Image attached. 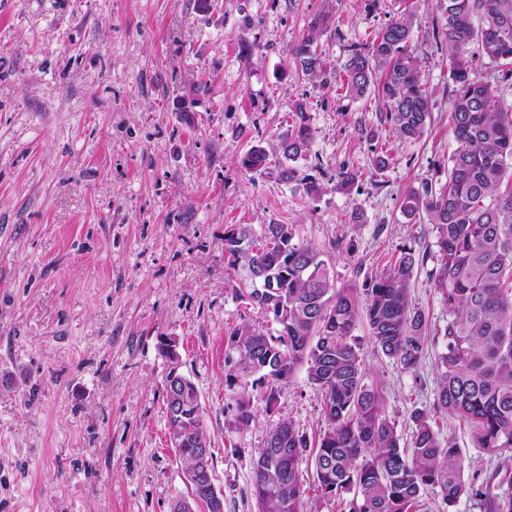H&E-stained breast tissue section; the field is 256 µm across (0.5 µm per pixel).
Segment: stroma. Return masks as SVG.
<instances>
[{"mask_svg":"<svg viewBox=\"0 0 512 512\" xmlns=\"http://www.w3.org/2000/svg\"><path fill=\"white\" fill-rule=\"evenodd\" d=\"M211 2L205 14L197 0H0V512H170L190 497L167 418L170 341L200 395L224 512H256L252 461L267 427L290 419L314 444L325 421L305 369L271 412L254 377L231 378L227 333L272 324L232 289L225 227L294 225L337 287L360 291L401 249L435 240L401 204L445 184L456 147L438 0ZM404 12L434 102L415 142L392 136L377 95L343 83L350 49ZM309 35L336 70L330 86L293 63ZM300 109L314 130L298 162L321 188L311 196L239 165ZM345 172L358 175L347 191ZM435 265L411 282L435 335L418 370L384 357L366 321L355 330L366 381L405 441L411 410L434 401L448 323ZM241 396L247 428L235 424ZM436 427L461 449L465 479L497 465L457 418Z\"/></svg>","mask_w":512,"mask_h":512,"instance_id":"1","label":"stroma"}]
</instances>
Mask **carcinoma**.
I'll list each match as a JSON object with an SVG mask.
<instances>
[{
    "mask_svg": "<svg viewBox=\"0 0 512 512\" xmlns=\"http://www.w3.org/2000/svg\"><path fill=\"white\" fill-rule=\"evenodd\" d=\"M441 35L448 47L453 84L448 181L438 189L411 190L402 209L410 218L427 216L435 230L437 267L430 276L448 307L438 354L437 387L431 409L410 414L412 436L400 444L396 423L386 413L382 389L365 382L353 335L358 318L387 358L415 371L426 355L428 322L410 298L413 272L427 253L408 248L365 289L358 306L352 288H338L328 263L311 245L295 240L291 224H250L224 229V250L240 280L241 297L272 317L276 333L249 324L230 331L226 360L244 376L259 375L273 409L279 387L300 366L321 394L326 428L314 465L321 496L353 493L348 512H421L431 489L451 507L464 494L480 500L483 512H512V464L501 463L476 487L464 479L461 450L435 431L439 414L470 429L474 447L490 455L512 450V111L498 89L470 59V47L512 78V0H440ZM480 18L477 26L474 18ZM413 20L401 14L383 26L364 51L343 64L355 96L377 93L384 119L398 140L419 139L431 122V95L413 55ZM302 73L330 84L314 38L292 50ZM313 139L306 113L277 135L275 146H251L240 164L251 177L274 175L280 182H315L296 162ZM200 405L194 384L173 387L166 407ZM250 400L236 401L240 428L253 421ZM171 436L208 443L202 423H170ZM309 442L289 419L269 427L254 461L251 495L258 512H303L306 489L300 466Z\"/></svg>",
    "mask_w": 512,
    "mask_h": 512,
    "instance_id": "1",
    "label": "carcinoma"
}]
</instances>
